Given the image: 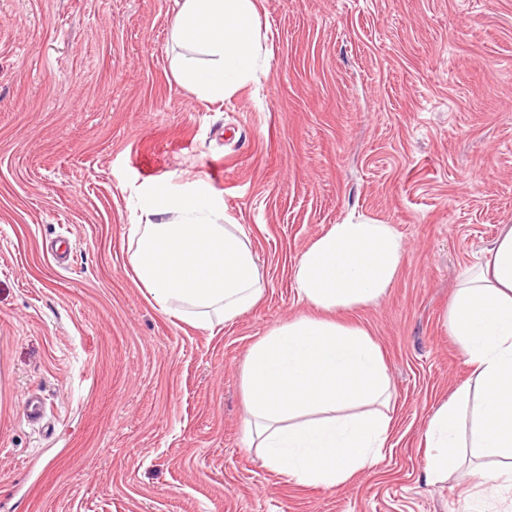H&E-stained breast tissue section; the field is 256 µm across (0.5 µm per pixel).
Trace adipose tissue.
Returning <instances> with one entry per match:
<instances>
[{"mask_svg":"<svg viewBox=\"0 0 512 512\" xmlns=\"http://www.w3.org/2000/svg\"><path fill=\"white\" fill-rule=\"evenodd\" d=\"M172 36L185 46L176 80L209 99L233 95L267 65L256 0H180ZM129 229L136 280L163 312L201 326L228 323L261 300L266 281L244 225L226 223L206 191L152 185ZM466 268L445 323L473 381L429 417L427 474L447 476L459 451L505 465L512 486V228ZM403 242L394 225L351 217L298 256L291 277L312 315L273 328L242 371L246 435L289 480L333 488L373 468L387 446L390 380L380 349L335 313L378 300L396 279Z\"/></svg>","mask_w":512,"mask_h":512,"instance_id":"adipose-tissue-1","label":"adipose tissue"}]
</instances>
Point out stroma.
<instances>
[{"label":"stroma","instance_id":"obj_1","mask_svg":"<svg viewBox=\"0 0 512 512\" xmlns=\"http://www.w3.org/2000/svg\"><path fill=\"white\" fill-rule=\"evenodd\" d=\"M259 85L209 100L173 69L175 0H0V512H479L426 473L425 425L471 369L444 323L512 227V0H259ZM205 185L267 288L230 323L162 312L128 228L157 181ZM394 225L364 328L391 383L380 463L288 481L246 437L242 369L309 314L291 269L330 225ZM45 402L40 423L25 400Z\"/></svg>","mask_w":512,"mask_h":512}]
</instances>
